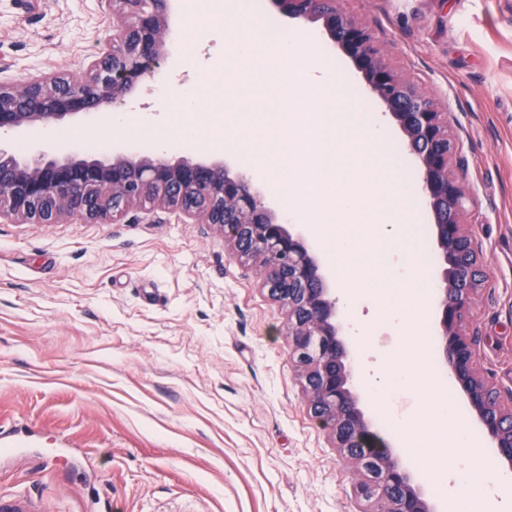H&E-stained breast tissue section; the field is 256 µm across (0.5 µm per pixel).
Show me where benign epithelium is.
I'll return each mask as SVG.
<instances>
[{
  "mask_svg": "<svg viewBox=\"0 0 512 512\" xmlns=\"http://www.w3.org/2000/svg\"><path fill=\"white\" fill-rule=\"evenodd\" d=\"M294 17L313 18L349 58L371 96L382 102L405 133L423 171L437 229L445 287L439 306L444 357L496 456L512 467V409L477 375L478 352L462 334L461 320L482 281V261L462 221L466 193L450 174L448 113L435 100L401 80L384 60L371 32L336 7V0H276ZM112 36L79 81L62 72L0 85V133L47 127L66 117L122 110L146 78L166 60L168 0H105ZM159 207L224 231L241 260L259 259L265 286L288 309L293 350L305 359L310 411L332 429L336 447L355 461L369 450L370 433L349 387L350 352L334 322L335 290L310 255L305 240L265 206L250 175L230 174L224 162H175L138 153L110 161L93 157L40 159L30 164L0 148V220L58 224L64 217L110 224L130 207ZM378 476L357 484L368 500L383 499L379 512H431L408 471L387 449L377 459Z\"/></svg>",
  "mask_w": 512,
  "mask_h": 512,
  "instance_id": "1",
  "label": "benign epithelium"
}]
</instances>
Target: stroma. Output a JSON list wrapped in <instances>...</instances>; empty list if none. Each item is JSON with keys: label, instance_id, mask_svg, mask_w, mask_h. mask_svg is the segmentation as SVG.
Instances as JSON below:
<instances>
[{"label": "stroma", "instance_id": "1", "mask_svg": "<svg viewBox=\"0 0 512 512\" xmlns=\"http://www.w3.org/2000/svg\"><path fill=\"white\" fill-rule=\"evenodd\" d=\"M369 27L395 71L448 114L452 172L486 276L462 330L478 372L512 401V0H339ZM103 0H0V84L48 72L81 79L111 36ZM189 63L160 71L196 86L197 112L144 83L129 110L223 142L273 131L269 93L253 69L237 90L201 84L223 70L224 26L198 17ZM150 130L111 128L77 145L38 129L0 139L32 162L62 154L111 159ZM222 231L165 209L132 208L114 224L0 222V493L29 489L43 512H367L340 454L308 410L285 312ZM372 348L415 359L425 339L396 332L363 306ZM429 394L397 404L419 417L397 454L429 503Z\"/></svg>", "mask_w": 512, "mask_h": 512}]
</instances>
